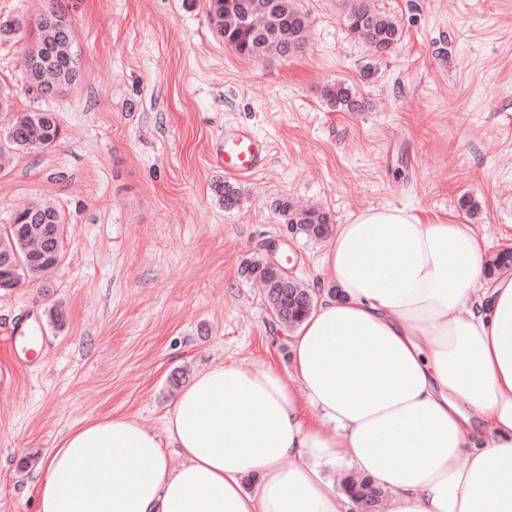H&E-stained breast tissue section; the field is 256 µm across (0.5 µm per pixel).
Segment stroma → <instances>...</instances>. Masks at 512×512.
Wrapping results in <instances>:
<instances>
[{
  "label": "stroma",
  "instance_id": "35a3bbf8",
  "mask_svg": "<svg viewBox=\"0 0 512 512\" xmlns=\"http://www.w3.org/2000/svg\"><path fill=\"white\" fill-rule=\"evenodd\" d=\"M296 4L303 52L249 60L225 46L205 0H0V84L16 112L52 113L60 128L51 149L0 169V226L32 198L62 215L56 270L0 289V512H36L42 462L73 426L119 412L162 432L175 368L289 371L291 333L242 266L278 244L313 290L326 245L289 234L276 200L337 224L406 207L472 225L488 258L512 248V0H375L400 36L381 54L346 27L348 0ZM54 8L81 79L47 95L21 51ZM338 82L358 111L323 98ZM237 126L268 152L232 178L219 141ZM228 180L243 192L233 211L216 192ZM17 322L41 328L35 352L8 353Z\"/></svg>",
  "mask_w": 512,
  "mask_h": 512
}]
</instances>
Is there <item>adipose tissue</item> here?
Listing matches in <instances>:
<instances>
[{
	"label": "adipose tissue",
	"instance_id": "ef3b65f1",
	"mask_svg": "<svg viewBox=\"0 0 512 512\" xmlns=\"http://www.w3.org/2000/svg\"><path fill=\"white\" fill-rule=\"evenodd\" d=\"M486 248L471 225L405 208L352 215L291 373L218 363L163 433L125 413L72 428L44 460L37 512H354L325 472L343 461L390 512H512V268L484 276Z\"/></svg>",
	"mask_w": 512,
	"mask_h": 512
}]
</instances>
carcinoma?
Listing matches in <instances>:
<instances>
[{
	"instance_id": "obj_1",
	"label": "carcinoma",
	"mask_w": 512,
	"mask_h": 512,
	"mask_svg": "<svg viewBox=\"0 0 512 512\" xmlns=\"http://www.w3.org/2000/svg\"><path fill=\"white\" fill-rule=\"evenodd\" d=\"M207 13L217 34L225 45L246 58L269 56L288 57L303 51L308 34V22L293 0H206ZM344 21L350 32L357 35L369 47L377 44L388 49L398 41L396 23L374 8L371 0H351ZM38 38L35 47L48 60L44 82L53 81L56 72L75 60L72 42H63L62 33L53 25L36 22ZM323 96L334 107L353 110L357 100L351 89L343 84L328 85ZM60 135V129L48 112H23L15 114L5 134L4 151L25 153L52 148ZM224 209L240 207L242 193L238 186L224 183L218 188ZM276 210L288 223L297 226V233L311 240L320 241L331 232V217L318 209H300L293 202L283 199L276 203ZM60 213L52 206L23 211L14 215L11 223L0 227V286L16 288L23 278L49 273L54 264L43 260L23 266L15 271V258L25 257L33 243L49 253L61 248L59 226ZM244 272L264 285L265 297L274 320L294 328L313 308L312 293L294 283L280 287L265 259L247 263ZM345 490L358 502L364 501L373 512H380L385 492L366 477L348 475L342 481Z\"/></svg>"
}]
</instances>
